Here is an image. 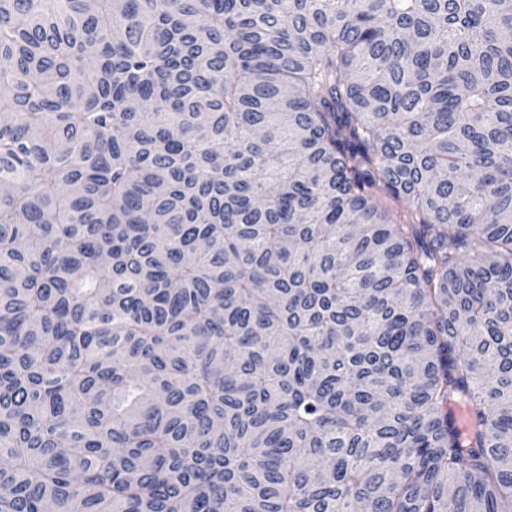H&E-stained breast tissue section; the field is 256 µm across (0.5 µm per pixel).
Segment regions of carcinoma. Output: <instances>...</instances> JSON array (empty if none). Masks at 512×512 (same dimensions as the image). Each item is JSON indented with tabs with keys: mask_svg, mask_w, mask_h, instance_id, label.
Masks as SVG:
<instances>
[{
	"mask_svg": "<svg viewBox=\"0 0 512 512\" xmlns=\"http://www.w3.org/2000/svg\"><path fill=\"white\" fill-rule=\"evenodd\" d=\"M49 506L512 512V0H0V512Z\"/></svg>",
	"mask_w": 512,
	"mask_h": 512,
	"instance_id": "1",
	"label": "carcinoma"
}]
</instances>
